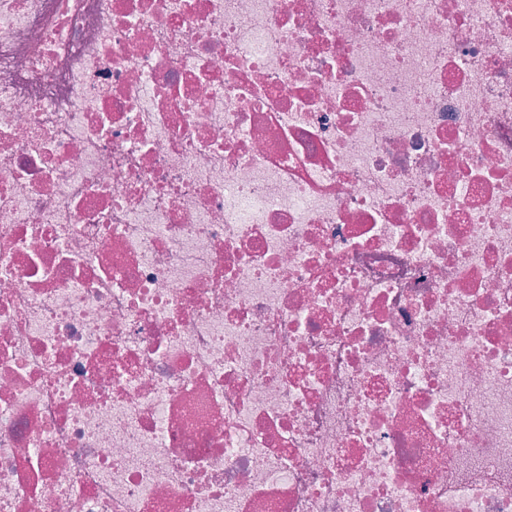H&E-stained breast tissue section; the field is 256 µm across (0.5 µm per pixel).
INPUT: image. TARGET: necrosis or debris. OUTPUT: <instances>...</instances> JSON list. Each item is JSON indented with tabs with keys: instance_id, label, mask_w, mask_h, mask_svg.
I'll return each mask as SVG.
<instances>
[{
	"instance_id": "necrosis-or-debris-1",
	"label": "necrosis or debris",
	"mask_w": 512,
	"mask_h": 512,
	"mask_svg": "<svg viewBox=\"0 0 512 512\" xmlns=\"http://www.w3.org/2000/svg\"><path fill=\"white\" fill-rule=\"evenodd\" d=\"M0 512H512V0H0Z\"/></svg>"
}]
</instances>
